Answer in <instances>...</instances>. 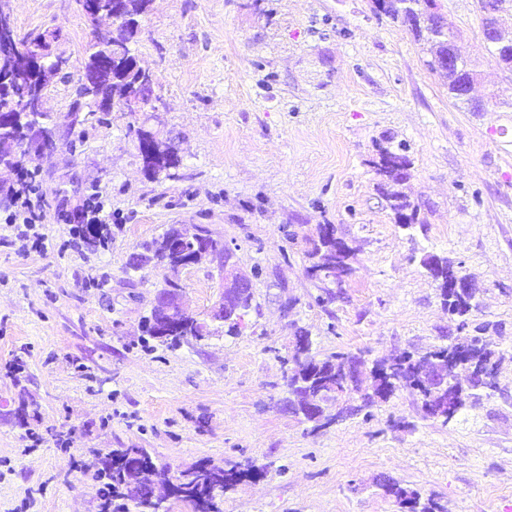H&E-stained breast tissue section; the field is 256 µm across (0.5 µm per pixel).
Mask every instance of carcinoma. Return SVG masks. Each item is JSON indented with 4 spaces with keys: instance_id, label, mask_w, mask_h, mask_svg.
I'll return each mask as SVG.
<instances>
[{
    "instance_id": "cac0c4a2",
    "label": "carcinoma",
    "mask_w": 512,
    "mask_h": 512,
    "mask_svg": "<svg viewBox=\"0 0 512 512\" xmlns=\"http://www.w3.org/2000/svg\"><path fill=\"white\" fill-rule=\"evenodd\" d=\"M429 7L430 0H383V7L378 10V14L405 26L415 41L423 46V51L428 56L426 65L430 70L443 73L448 78V97L453 99L455 104L464 106L469 112L484 111L480 101L461 96L462 85L473 84L477 80L479 75L477 65L470 60L463 61L457 68L445 65L448 50L456 35L451 29H446L435 21L425 18ZM134 43L136 39L129 37L127 42L117 46L93 44L89 48L85 66H91L97 57L105 53L124 57L126 61L134 64L137 62L131 48ZM492 56L500 69L512 72V39L500 37V43L494 46ZM31 59L32 55L28 53L20 56L15 52L0 51V75L11 78L9 84L4 86L5 91L20 97L28 94V84L17 79V76L19 72L27 69ZM39 71L49 72L48 80L44 82L46 92L49 91L55 79L69 77V73L51 59L43 60ZM27 131H33V123L30 114L25 112L19 113L9 122L0 124V164H11L14 147ZM373 167L382 182L401 183L410 177L411 161L404 154L381 147L379 160L373 162ZM388 201L391 211L397 218L405 212L419 214L418 205L401 192L389 194ZM186 251H191V242L184 239V234L178 228L171 226L158 238L140 245L139 251L131 255L128 265L130 269L137 271L146 263L156 259L166 262L173 268L184 267ZM310 256L315 259V263L309 267V274L324 284L340 286L343 279L353 271L349 261L342 266L336 265V240L333 237L321 236L313 243ZM475 294L476 288L472 287L453 297L442 295L444 304L448 306V312L461 318L460 328L462 329L467 326V315L472 308L471 301ZM251 300L250 294L243 297L238 305V313L224 321L227 334L238 333L237 319L241 317V312L250 308ZM160 324V315L154 311L151 312L147 333L163 343L169 340L175 342L188 336L202 340L206 336L203 326L189 317L182 318L178 322V327L169 332L160 331ZM433 353L446 359L459 371L466 373L465 393L450 390L444 395L441 393L433 395L431 390L417 379L415 361L408 358L393 368L385 388H372V392L362 397L361 405L342 407L339 413L343 416L352 415L379 400L389 398L396 390L405 387L415 390L424 403L442 400L444 405L448 406V412L455 415L466 406L468 394L482 387L479 381L471 377L473 369L480 365L494 366L498 363L496 351L486 343L463 351L461 342H450L446 346L434 348ZM292 359L296 363V369L288 383L289 396L284 400V407L292 413L306 414V400L309 398L330 400L335 404L351 393L345 369L347 364L358 361L359 357L349 353H338L321 360L308 353L301 363L295 355ZM264 473V468L253 463L233 464L224 468L201 462L176 477L174 497L190 501L195 512H221L220 505L224 501L226 490L240 481L258 479ZM94 478L101 485L102 512H109L114 499L132 501L136 512H156L155 504L149 499L150 486L156 480L168 478V472L157 465L144 448H117L113 450L111 457L101 462V467L94 472ZM381 487L385 495L393 497L400 505L412 501L421 512H438L439 506L433 499L428 498L423 503L420 494L416 491H409L390 480L383 481Z\"/></svg>"
}]
</instances>
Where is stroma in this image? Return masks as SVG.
<instances>
[{
    "mask_svg": "<svg viewBox=\"0 0 512 512\" xmlns=\"http://www.w3.org/2000/svg\"><path fill=\"white\" fill-rule=\"evenodd\" d=\"M18 35L62 28L46 107L57 148L34 171L43 205L32 248L0 223V512H99L91 462L146 449L179 473L209 460L264 467L223 512H397L391 479L443 512H512V73L490 55L477 0H441L461 53L480 64L469 112L401 24L371 0H153L134 46L161 111L122 107L70 120L91 36L75 0H11ZM178 149V179L154 176L138 130ZM405 145L402 190L420 223L396 224L372 166ZM98 191L111 223L76 218ZM352 248L353 273L324 295L308 252L322 225ZM205 227L245 271L260 269L238 335L210 322L217 263L128 271L169 226ZM436 255L478 293L470 328L501 355L496 390L452 420L425 416L409 388L327 428L284 409L297 328L312 353L366 363L458 336ZM177 281L202 341L165 345L144 319Z\"/></svg>",
    "mask_w": 512,
    "mask_h": 512,
    "instance_id": "1",
    "label": "stroma"
}]
</instances>
